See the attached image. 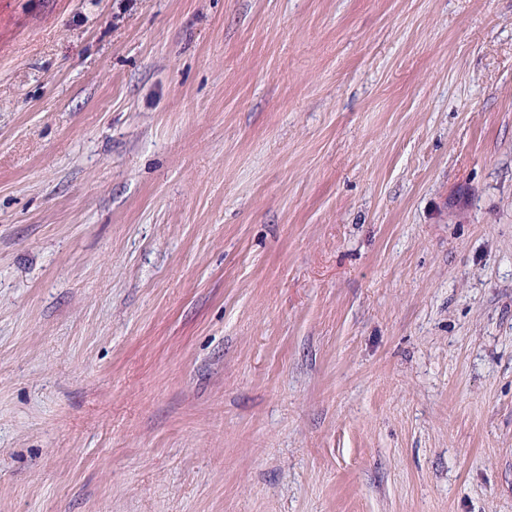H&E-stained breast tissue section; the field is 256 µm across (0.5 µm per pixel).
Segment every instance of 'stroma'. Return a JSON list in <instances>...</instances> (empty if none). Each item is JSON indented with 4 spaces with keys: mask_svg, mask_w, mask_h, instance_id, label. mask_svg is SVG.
<instances>
[{
    "mask_svg": "<svg viewBox=\"0 0 512 512\" xmlns=\"http://www.w3.org/2000/svg\"><path fill=\"white\" fill-rule=\"evenodd\" d=\"M0 512H512V0H0Z\"/></svg>",
    "mask_w": 512,
    "mask_h": 512,
    "instance_id": "35a3bbf8",
    "label": "stroma"
}]
</instances>
